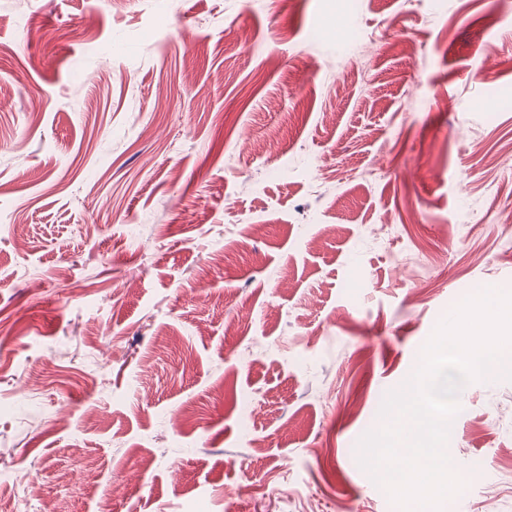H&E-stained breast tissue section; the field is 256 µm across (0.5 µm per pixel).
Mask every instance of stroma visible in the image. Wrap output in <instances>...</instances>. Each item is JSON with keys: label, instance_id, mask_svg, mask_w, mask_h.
<instances>
[{"label": "stroma", "instance_id": "obj_1", "mask_svg": "<svg viewBox=\"0 0 512 512\" xmlns=\"http://www.w3.org/2000/svg\"><path fill=\"white\" fill-rule=\"evenodd\" d=\"M486 283L499 0H0V512H393L358 442ZM448 446L512 512V380Z\"/></svg>", "mask_w": 512, "mask_h": 512}]
</instances>
